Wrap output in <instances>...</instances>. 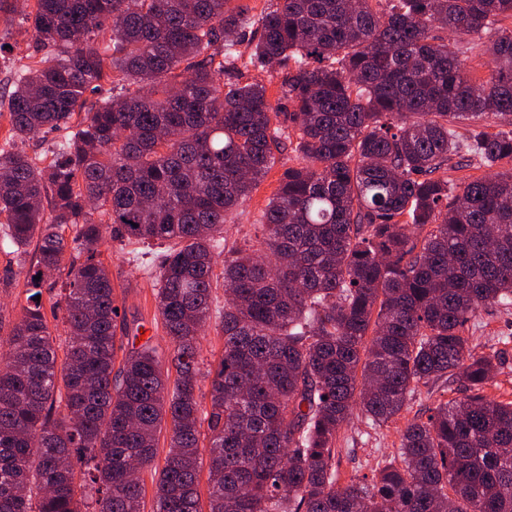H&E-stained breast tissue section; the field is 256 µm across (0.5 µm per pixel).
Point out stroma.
I'll return each mask as SVG.
<instances>
[{"instance_id": "stroma-1", "label": "stroma", "mask_w": 512, "mask_h": 512, "mask_svg": "<svg viewBox=\"0 0 512 512\" xmlns=\"http://www.w3.org/2000/svg\"><path fill=\"white\" fill-rule=\"evenodd\" d=\"M0 43L11 45L12 50L5 59H0V138L4 137L8 125V89L21 57L27 53V37L17 23L9 21L0 13ZM293 152L277 153L276 164L253 190L246 203L233 211L224 225L227 245L242 246L256 232L255 221L275 192L281 173L296 164ZM137 243L106 241L102 258L112 274L118 304L125 315L129 329L151 337L160 351H167L168 338L157 311L153 278L145 273L147 259L141 254ZM25 303L24 277L15 254L0 250V322L11 325L21 313ZM512 334V310L498 307L479 312L468 334L473 343L497 345L502 352V365L495 378L492 396L512 399V341H505V334ZM461 383L439 379L422 388L420 394L393 421L380 427H371L360 417H353L339 433L336 442L338 454L336 468L339 484H346L354 474L370 473L385 457L396 456L399 449L400 432L405 424L426 415L438 401L461 397Z\"/></svg>"}]
</instances>
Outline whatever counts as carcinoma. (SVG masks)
<instances>
[{"mask_svg":"<svg viewBox=\"0 0 512 512\" xmlns=\"http://www.w3.org/2000/svg\"><path fill=\"white\" fill-rule=\"evenodd\" d=\"M229 2L0 0L30 36L0 238L35 244L0 366V512H144L164 423L152 512H201L203 467L209 512H512V399L486 395L500 354L464 335L512 306V172L448 180L455 158L512 162V0ZM244 42L281 102L224 80ZM476 49L492 58L478 81ZM47 132L61 141L41 166L24 145ZM288 145L302 163L262 234L224 252V350L203 369L225 216ZM108 236L175 243L155 269L171 371L121 319ZM38 274L61 280V341ZM443 377L466 394L336 487L353 410L382 426Z\"/></svg>","mask_w":512,"mask_h":512,"instance_id":"carcinoma-1","label":"carcinoma"}]
</instances>
